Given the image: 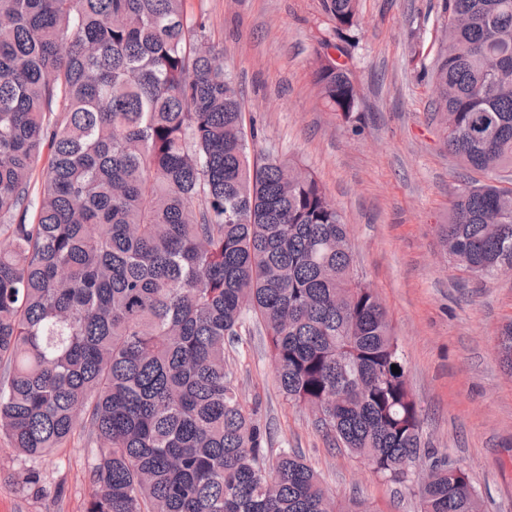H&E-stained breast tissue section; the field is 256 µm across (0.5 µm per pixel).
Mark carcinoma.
<instances>
[{
    "mask_svg": "<svg viewBox=\"0 0 512 512\" xmlns=\"http://www.w3.org/2000/svg\"><path fill=\"white\" fill-rule=\"evenodd\" d=\"M186 2L0 0V434L26 458L97 443L86 512H364L300 452L269 456L225 346L265 331L285 400L392 481L426 455L404 356L318 179L250 156L258 130ZM358 2L322 0L336 42L315 84L344 118L358 91L332 52ZM440 20L426 76L444 144L512 172V0H443ZM439 236L496 276L512 187L466 183ZM498 352L512 372V322ZM419 492L422 512H483L458 465Z\"/></svg>",
    "mask_w": 512,
    "mask_h": 512,
    "instance_id": "1",
    "label": "carcinoma"
}]
</instances>
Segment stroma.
<instances>
[{
  "instance_id": "1",
  "label": "stroma",
  "mask_w": 512,
  "mask_h": 512,
  "mask_svg": "<svg viewBox=\"0 0 512 512\" xmlns=\"http://www.w3.org/2000/svg\"><path fill=\"white\" fill-rule=\"evenodd\" d=\"M439 0H359L347 46L359 102L351 119L327 111L312 72L333 38L322 0H188L203 17L254 121L257 153L316 174L348 229L354 266L385 307L434 460L465 467L483 512H512V374L500 365V326L512 320V276L479 279L450 262L437 226L448 218L461 166L449 154L433 90L422 77L441 46ZM241 399L259 402L272 448H296L340 498L368 512H420L418 475L374 474L279 394L266 334L226 351ZM99 453L85 435L42 457V490L0 436V512H85Z\"/></svg>"
}]
</instances>
